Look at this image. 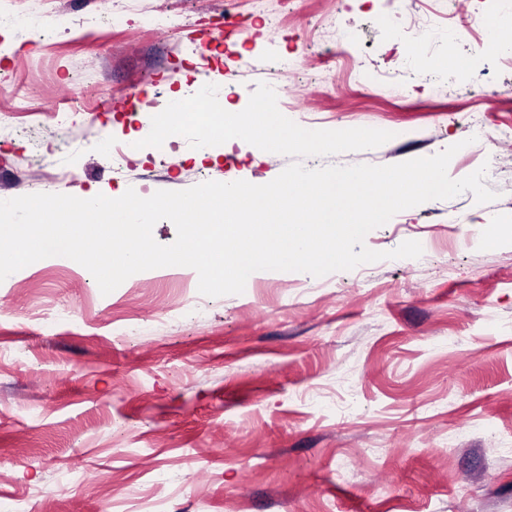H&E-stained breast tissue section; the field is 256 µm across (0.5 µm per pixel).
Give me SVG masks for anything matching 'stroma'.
<instances>
[{
	"instance_id": "1",
	"label": "stroma",
	"mask_w": 512,
	"mask_h": 512,
	"mask_svg": "<svg viewBox=\"0 0 512 512\" xmlns=\"http://www.w3.org/2000/svg\"><path fill=\"white\" fill-rule=\"evenodd\" d=\"M0 106L57 117L0 135V200L39 193L148 197L206 181L392 165L461 149L486 185L396 214L364 240L419 241L416 259L323 277L257 271L207 297L196 271L136 273L101 294L53 256L0 282V504L16 512H512V0H0ZM428 16L425 38L406 35ZM293 70L279 71L284 56ZM406 86L383 98L351 66ZM190 99L308 118L339 138L271 151L186 126L167 150L148 117ZM482 119L485 139L471 141ZM368 134L363 149L355 139ZM125 144L115 173L103 140ZM497 227L498 240L487 231ZM52 313V326L42 316ZM87 472L72 488L66 470Z\"/></svg>"
}]
</instances>
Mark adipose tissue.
I'll return each instance as SVG.
<instances>
[{
    "label": "adipose tissue",
    "mask_w": 512,
    "mask_h": 512,
    "mask_svg": "<svg viewBox=\"0 0 512 512\" xmlns=\"http://www.w3.org/2000/svg\"><path fill=\"white\" fill-rule=\"evenodd\" d=\"M186 124L204 127L219 136L242 133L268 149L287 146L290 141L287 113L269 115L259 110L243 114L225 109L220 112L218 121L212 122L209 121L207 113L192 110L185 105L156 119L149 128V134L151 137L163 139L169 136L173 127Z\"/></svg>",
    "instance_id": "1"
}]
</instances>
